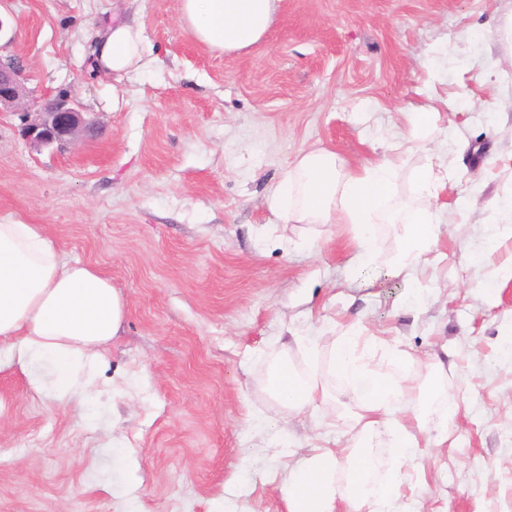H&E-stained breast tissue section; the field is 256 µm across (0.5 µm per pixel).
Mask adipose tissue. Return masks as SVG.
<instances>
[{
    "instance_id": "obj_1",
    "label": "adipose tissue",
    "mask_w": 512,
    "mask_h": 512,
    "mask_svg": "<svg viewBox=\"0 0 512 512\" xmlns=\"http://www.w3.org/2000/svg\"><path fill=\"white\" fill-rule=\"evenodd\" d=\"M279 3L181 0L180 21L197 43L233 54L266 38ZM144 50L142 28L119 20L97 31L92 57L99 73L120 76L141 67ZM395 167L387 149L356 166L329 151L304 154L273 189L270 210L286 224L352 225L356 251L349 265L356 271L380 266L379 225H405L406 242L387 274L413 282L447 208L440 195L448 188V173L433 163L422 169L419 201L411 204L392 195ZM124 317L123 296L97 266L63 262L42 225L0 223V368L28 371L33 393L52 390L56 403L66 405L87 388L83 370L104 365L100 349L118 334ZM369 354L368 341L355 332L341 339L332 361L357 403L361 424L349 449L345 483L335 479V451L314 449L282 488L288 512H360L365 505L370 512H409L397 482L379 481L371 471L372 451L389 448L401 459L416 458L434 419L447 418L456 406L433 390L403 387L375 372ZM38 361L51 365L52 384L29 372ZM271 389L281 404L295 410L326 396L316 377H300L287 366L276 371Z\"/></svg>"
}]
</instances>
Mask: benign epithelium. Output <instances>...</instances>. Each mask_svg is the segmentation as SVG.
<instances>
[{
	"instance_id": "7a95c632",
	"label": "benign epithelium",
	"mask_w": 512,
	"mask_h": 512,
	"mask_svg": "<svg viewBox=\"0 0 512 512\" xmlns=\"http://www.w3.org/2000/svg\"><path fill=\"white\" fill-rule=\"evenodd\" d=\"M0 112H11L21 123L22 137L36 149L54 147L65 150L77 144L86 131L98 128L93 113L86 112L78 100L68 92L60 91L46 97L28 95V74L23 60L5 51L15 39L9 20L0 16Z\"/></svg>"
}]
</instances>
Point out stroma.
Wrapping results in <instances>:
<instances>
[{
	"instance_id": "obj_1",
	"label": "stroma",
	"mask_w": 512,
	"mask_h": 512,
	"mask_svg": "<svg viewBox=\"0 0 512 512\" xmlns=\"http://www.w3.org/2000/svg\"><path fill=\"white\" fill-rule=\"evenodd\" d=\"M180 0H0L34 96L71 93L104 128L59 153L0 116V221L43 225L61 257L102 268L126 300L90 400L59 407L0 371V512H287L312 446L345 448L356 410L331 368L353 329L403 352L373 367L457 404L430 450L396 470L411 512H512V68L496 26L512 0H281L264 41L234 54L193 41ZM138 23L146 64L89 71L94 31ZM484 32L476 36L474 25ZM476 92L459 99L461 86ZM447 98L430 131L400 107ZM468 150L457 156V143ZM396 144L393 191L445 162L449 198L415 284L351 272L348 224H282L268 193L296 158L349 164ZM497 278L494 292L483 283ZM326 399L290 411L277 366Z\"/></svg>"
}]
</instances>
